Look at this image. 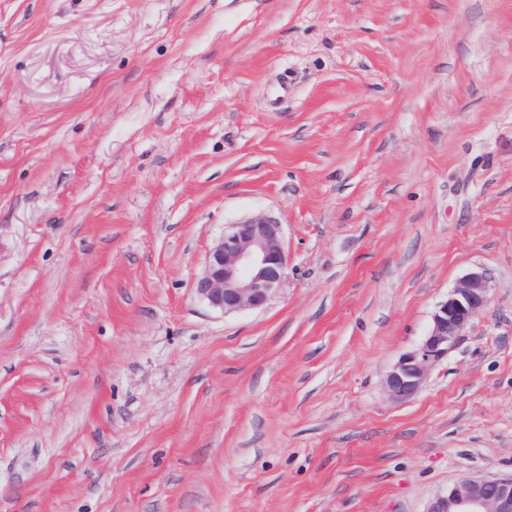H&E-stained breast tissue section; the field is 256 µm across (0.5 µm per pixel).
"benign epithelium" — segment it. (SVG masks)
<instances>
[{"mask_svg": "<svg viewBox=\"0 0 512 512\" xmlns=\"http://www.w3.org/2000/svg\"><path fill=\"white\" fill-rule=\"evenodd\" d=\"M283 237L282 224L267 213L225 225L195 281L197 294L226 314L264 307L286 278ZM491 288L484 271L457 282L435 310L420 346L403 354L386 374L384 389L391 399L404 402L417 395L432 366L486 306ZM427 512H512V476L467 479L438 496Z\"/></svg>", "mask_w": 512, "mask_h": 512, "instance_id": "benign-epithelium-1", "label": "benign epithelium"}]
</instances>
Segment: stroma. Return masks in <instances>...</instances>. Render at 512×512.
Listing matches in <instances>:
<instances>
[{
  "label": "stroma",
  "instance_id": "1",
  "mask_svg": "<svg viewBox=\"0 0 512 512\" xmlns=\"http://www.w3.org/2000/svg\"><path fill=\"white\" fill-rule=\"evenodd\" d=\"M258 212L287 279L226 314L194 283ZM510 476L512 0H0V512H427ZM491 288L484 271H472L457 282L435 310L420 346L403 354L386 374L383 384L391 399L404 402L417 395L432 366L447 356L472 318L486 306Z\"/></svg>",
  "mask_w": 512,
  "mask_h": 512
}]
</instances>
